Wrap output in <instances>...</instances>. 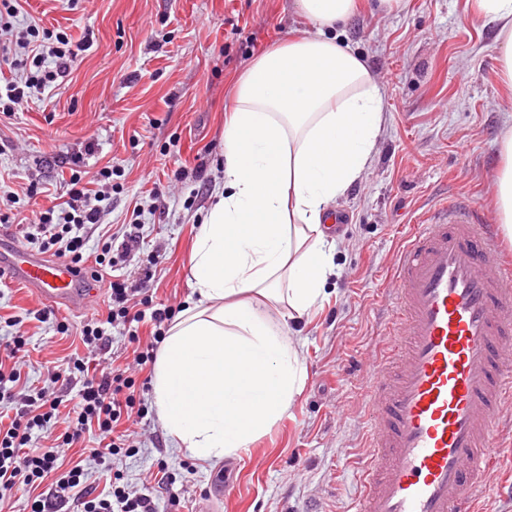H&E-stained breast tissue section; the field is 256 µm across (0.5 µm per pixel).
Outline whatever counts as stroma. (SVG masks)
Returning a JSON list of instances; mask_svg holds the SVG:
<instances>
[{"mask_svg": "<svg viewBox=\"0 0 512 512\" xmlns=\"http://www.w3.org/2000/svg\"><path fill=\"white\" fill-rule=\"evenodd\" d=\"M18 27L38 23L87 39L67 74L0 114V251L26 245L33 212L61 203L73 170L95 188L112 170L102 221L110 232L136 225L143 238L128 268L155 261L147 288L154 303L186 308L194 235L211 202L202 183L223 173L224 123L235 78L264 51L311 31L294 0H19ZM243 28L232 35L233 25ZM379 79L385 123L365 176L336 202L340 224L327 232L334 273L324 296L285 335L300 342L305 377L286 414L245 454L202 461L173 446L153 399L154 365L134 363L133 344L113 329L104 350L88 353L83 326L105 319V290L81 314L33 320L43 304L0 280V338L26 318L22 378L50 385L53 369L91 356L96 368L135 381L139 452L92 464L97 492L113 481L154 494L160 512H351L362 494L369 411L359 369L388 353L385 328L399 250L416 221L454 199L474 202L498 223L493 183L501 140L512 134L496 79L497 27L478 19L472 0H402L399 9H362L338 29ZM62 423L37 444L57 448L63 468L88 458L97 431L63 445ZM491 488L482 512H512L495 489L512 473V412L503 411ZM174 465L170 492H154L157 460ZM240 463L233 494L219 485L226 462Z\"/></svg>", "mask_w": 512, "mask_h": 512, "instance_id": "stroma-1", "label": "stroma"}]
</instances>
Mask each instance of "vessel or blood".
I'll return each instance as SVG.
<instances>
[{"label":"vessel or blood","mask_w":512,"mask_h":512,"mask_svg":"<svg viewBox=\"0 0 512 512\" xmlns=\"http://www.w3.org/2000/svg\"><path fill=\"white\" fill-rule=\"evenodd\" d=\"M41 301L84 312L94 289L72 264L22 247L0 277ZM392 294V359L367 366L371 444L356 512H476L512 403V253L472 207L421 218Z\"/></svg>","instance_id":"vessel-or-blood-1"}]
</instances>
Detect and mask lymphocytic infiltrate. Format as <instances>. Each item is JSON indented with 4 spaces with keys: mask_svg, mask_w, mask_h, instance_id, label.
Listing matches in <instances>:
<instances>
[{
    "mask_svg": "<svg viewBox=\"0 0 512 512\" xmlns=\"http://www.w3.org/2000/svg\"><path fill=\"white\" fill-rule=\"evenodd\" d=\"M38 26H27L25 36L32 54L33 72L24 84L6 83L0 90V113L15 112L28 90L41 89L64 75L75 56L72 38L66 32L55 35L53 43L40 40ZM101 223V197L98 192L82 184L81 175H72L68 184L67 200L60 211L46 210L38 216L37 224L27 233L28 240L38 243L44 253L81 265L88 248L92 230ZM97 269L92 272L94 281L104 280L100 269L116 267V260L106 254L95 257ZM155 277L152 267L142 270L138 282L118 275L108 283V302L111 309L105 321L85 325L82 330L84 344L96 349L106 347L114 323H122L129 342L139 339L137 323L151 320L161 324L171 321L172 307H153L141 293ZM54 379L79 378L81 385L74 395L73 414L67 419L63 442L74 445L81 441L90 429H97L104 445L92 449V457L103 459L122 452L133 453L127 435L117 433L116 428L125 411L132 409L134 400L128 391L133 382L123 374L107 370H91L84 359L69 362L67 367L53 374ZM60 400L48 397L45 390L28 395L8 426H0V493L19 485L31 486L53 472L57 457L53 452L31 449L35 433L47 428L52 419L58 418ZM82 505L83 512H157L153 498L146 494L129 495L124 489L114 488L111 497H97L88 481V473L82 464H75L55 482V489L45 497L34 500L31 512H64L69 502Z\"/></svg>",
    "mask_w": 512,
    "mask_h": 512,
    "instance_id": "f902f5d3",
    "label": "lymphocytic infiltrate"
}]
</instances>
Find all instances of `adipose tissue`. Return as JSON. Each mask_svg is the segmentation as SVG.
<instances>
[{"label":"adipose tissue","mask_w":512,"mask_h":512,"mask_svg":"<svg viewBox=\"0 0 512 512\" xmlns=\"http://www.w3.org/2000/svg\"><path fill=\"white\" fill-rule=\"evenodd\" d=\"M499 26L497 81L512 103V0H473ZM356 0H295L313 32L257 56L234 83L224 127V179L191 257L198 301L170 325L155 364L154 401L166 434L202 460L250 445L290 407L303 380L281 326L257 297L302 317L332 273L323 219L358 181L384 121L382 90L350 47L325 36ZM512 237V134L494 185Z\"/></svg>","instance_id":"ef3b65f1"}]
</instances>
